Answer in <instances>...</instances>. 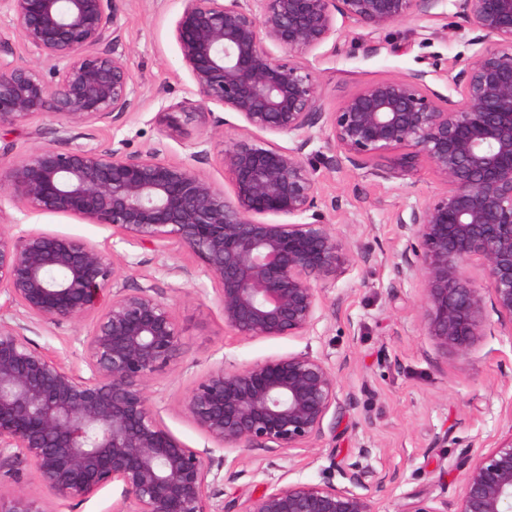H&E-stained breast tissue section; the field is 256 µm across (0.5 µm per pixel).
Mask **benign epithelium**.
<instances>
[{
	"label": "benign epithelium",
	"instance_id": "7a95c632",
	"mask_svg": "<svg viewBox=\"0 0 512 512\" xmlns=\"http://www.w3.org/2000/svg\"><path fill=\"white\" fill-rule=\"evenodd\" d=\"M440 0H183L173 37L199 96L167 109L176 129L209 105L248 127L297 136L294 148L242 140L221 152L233 190L199 169L220 127L207 126L187 158L161 148L129 155L120 142L77 144L75 131L113 125L138 96L111 0H0L18 41H0V128L48 112L65 150L37 147L0 171V200L30 211L106 224L121 241H173L205 265L235 338L305 336L325 315L317 282L355 262L318 209V183L302 157L312 128L354 167L408 148L372 175L390 180L423 159L442 190L396 223L407 231L400 276L422 284L421 326L444 351L467 355L490 326H512V0H452L482 44L448 75L456 96L428 89L427 72L387 78L322 110L313 72L296 55L312 52L342 22L377 34ZM284 52L275 55L270 46ZM35 57L17 61L16 47ZM278 217L269 221L265 216ZM482 261L487 285L465 275ZM117 255L79 238L0 228V294L15 317L0 316V467L22 461L56 497L87 498L118 483L112 512H378L382 478L358 462L339 466L346 484L267 487L243 503L209 504L205 456L163 426L148 388L182 347L170 306L153 286L118 288ZM89 375L78 376L25 338L29 325L83 319ZM337 404L327 359L288 354L241 367L218 366L190 390L195 425L229 450L307 448L324 435ZM512 425L463 469L448 502L419 492L398 512H509ZM0 512H47L22 490L0 495Z\"/></svg>",
	"mask_w": 512,
	"mask_h": 512
}]
</instances>
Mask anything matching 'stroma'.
Returning <instances> with one entry per match:
<instances>
[{"instance_id": "1", "label": "stroma", "mask_w": 512, "mask_h": 512, "mask_svg": "<svg viewBox=\"0 0 512 512\" xmlns=\"http://www.w3.org/2000/svg\"><path fill=\"white\" fill-rule=\"evenodd\" d=\"M117 7L139 96L123 122L95 124L84 132L90 142L104 147L123 141L131 154L147 153L161 142L167 147L166 160L184 159L202 123L188 122L172 131L159 122L162 108L196 99L173 37L182 0H117ZM475 36L451 0H440L429 13L377 34L373 39L382 44L378 52L368 51L373 39L365 30L342 24L335 43L300 60L316 77L324 111L334 112L371 82L421 70L427 71L431 90L449 94L446 72L462 68L478 52ZM54 128L46 114L0 129V160L10 161L37 146L61 148ZM311 137L303 156L315 172L319 208L337 237L352 246L357 262L343 277L320 282L326 313L304 336H229L204 265L175 244L143 250L120 242L109 226L32 212L9 200L0 202V225L14 234L68 235L114 250L122 264L121 286L134 288L152 280L156 295L172 309L183 348L170 367L153 376L150 403L167 429L190 447L206 451L213 471L210 504L234 498L242 502L267 486L321 482L333 461H358L384 477L383 488L375 494L378 512H399L408 496L425 489L456 500L463 462L512 427V329L492 324L465 356L443 352L424 336L418 321L421 287L397 273L406 239L396 216L440 191V183L422 161L412 174L391 181L346 162L328 166L325 135L315 130ZM183 266L191 277L178 275ZM89 328L86 320L63 327L35 325L26 337L84 376L88 367L81 341ZM304 351L327 357L338 383L336 412L328 416L325 435L313 447L224 450L188 415L187 394L212 368L241 367ZM17 488L46 502L50 512H112L121 499L117 484L86 499L55 497L23 462L0 468V493Z\"/></svg>"}]
</instances>
